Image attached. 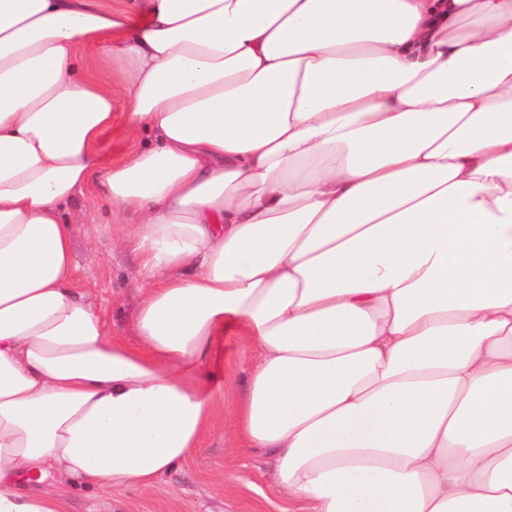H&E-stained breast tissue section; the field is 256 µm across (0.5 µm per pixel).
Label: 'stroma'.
Returning a JSON list of instances; mask_svg holds the SVG:
<instances>
[{
	"instance_id": "stroma-1",
	"label": "stroma",
	"mask_w": 512,
	"mask_h": 512,
	"mask_svg": "<svg viewBox=\"0 0 512 512\" xmlns=\"http://www.w3.org/2000/svg\"><path fill=\"white\" fill-rule=\"evenodd\" d=\"M68 217L76 286L95 289L97 306L112 334L132 338L140 286L137 258L115 241L124 225L135 223V216L113 223L108 200L87 192L70 205ZM220 350L237 370L234 382L223 388L230 398L243 391L256 352L236 336L225 337ZM291 508L272 488L262 458L229 439L220 427L192 456L166 473L156 491L135 486L113 494L77 486L68 491V512H290Z\"/></svg>"
}]
</instances>
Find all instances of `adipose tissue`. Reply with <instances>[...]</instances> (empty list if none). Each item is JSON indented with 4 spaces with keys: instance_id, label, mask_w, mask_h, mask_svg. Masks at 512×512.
I'll return each mask as SVG.
<instances>
[{
    "instance_id": "ef3b65f1",
    "label": "adipose tissue",
    "mask_w": 512,
    "mask_h": 512,
    "mask_svg": "<svg viewBox=\"0 0 512 512\" xmlns=\"http://www.w3.org/2000/svg\"><path fill=\"white\" fill-rule=\"evenodd\" d=\"M91 187L131 341L74 283ZM227 332L301 512H512V0H0V512L155 489ZM69 220L76 264L77 288H95L96 302L112 336L128 340L134 338V316L139 299L137 288V258L115 240L127 224H135L136 217L127 214L124 224H113L112 209L101 194L84 192L69 206ZM95 225L93 244L88 233Z\"/></svg>"
}]
</instances>
